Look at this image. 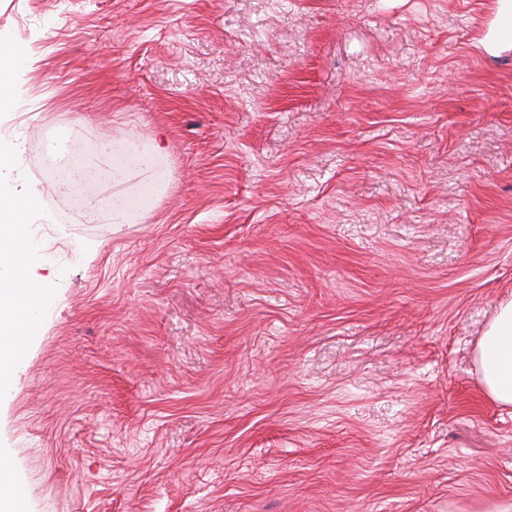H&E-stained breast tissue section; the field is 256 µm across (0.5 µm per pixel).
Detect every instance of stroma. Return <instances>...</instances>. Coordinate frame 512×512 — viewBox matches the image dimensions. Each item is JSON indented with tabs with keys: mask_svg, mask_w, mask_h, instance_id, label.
<instances>
[{
	"mask_svg": "<svg viewBox=\"0 0 512 512\" xmlns=\"http://www.w3.org/2000/svg\"><path fill=\"white\" fill-rule=\"evenodd\" d=\"M496 0H0V189L41 331L0 387L27 512H512L477 342L512 299ZM161 145L89 222L35 143Z\"/></svg>",
	"mask_w": 512,
	"mask_h": 512,
	"instance_id": "35a3bbf8",
	"label": "stroma"
}]
</instances>
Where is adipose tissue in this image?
Wrapping results in <instances>:
<instances>
[{"label":"adipose tissue","mask_w":512,"mask_h":512,"mask_svg":"<svg viewBox=\"0 0 512 512\" xmlns=\"http://www.w3.org/2000/svg\"><path fill=\"white\" fill-rule=\"evenodd\" d=\"M30 204L0 191V383L12 373L13 341L24 336L33 307L31 285L17 273L27 260V244L20 232ZM486 395L500 405L512 406V301L501 304L479 339L474 355Z\"/></svg>","instance_id":"ef3b65f1"}]
</instances>
